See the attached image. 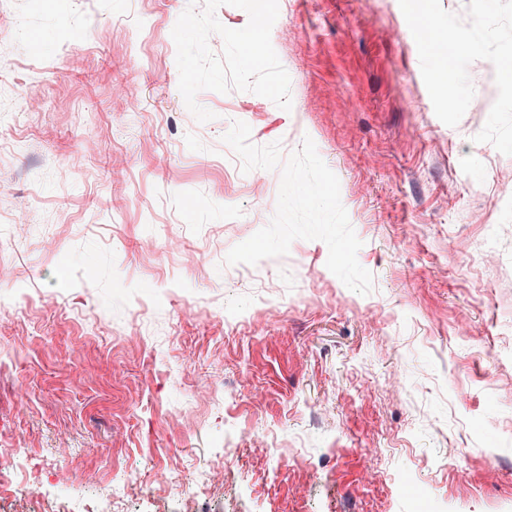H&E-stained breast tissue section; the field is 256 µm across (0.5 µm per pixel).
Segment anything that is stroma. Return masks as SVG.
<instances>
[{"label":"stroma","mask_w":512,"mask_h":512,"mask_svg":"<svg viewBox=\"0 0 512 512\" xmlns=\"http://www.w3.org/2000/svg\"><path fill=\"white\" fill-rule=\"evenodd\" d=\"M469 75L484 109L447 126L398 0H0V512L127 471L112 512L191 485L204 512H512V156L475 142L498 89ZM236 121L313 140L369 294L319 240L226 264L280 186Z\"/></svg>","instance_id":"1"}]
</instances>
